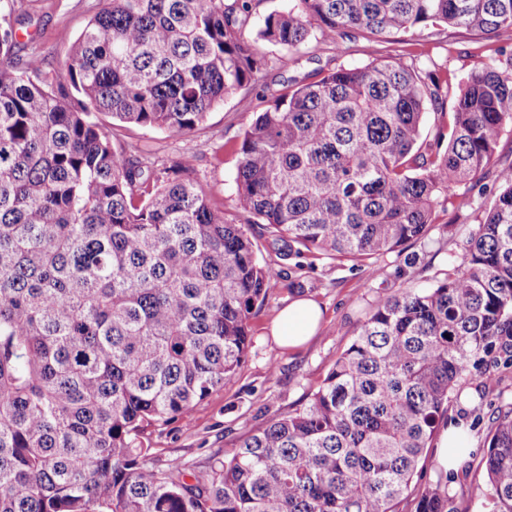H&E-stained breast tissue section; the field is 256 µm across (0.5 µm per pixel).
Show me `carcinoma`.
Wrapping results in <instances>:
<instances>
[{"mask_svg": "<svg viewBox=\"0 0 512 512\" xmlns=\"http://www.w3.org/2000/svg\"><path fill=\"white\" fill-rule=\"evenodd\" d=\"M102 0L61 66L20 56L0 15V512H512V401L474 454L424 484L419 464L484 366L512 367V52L458 82L374 43L462 27L512 39V0ZM372 57L270 93L245 130L228 219L183 157L156 165L115 123L195 134L208 113L314 38ZM438 115L422 136L427 110ZM492 168L490 206L447 277L379 302L308 401L231 458L161 462L151 446L233 380L286 256L361 263L426 238L450 192ZM476 467H474L471 476L466 482L454 485V493L457 499L463 503V506L468 507L469 512H479L482 510L477 487L483 483V473L480 469L476 470Z\"/></svg>", "mask_w": 512, "mask_h": 512, "instance_id": "obj_1", "label": "carcinoma"}]
</instances>
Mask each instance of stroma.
I'll use <instances>...</instances> for the list:
<instances>
[{
  "mask_svg": "<svg viewBox=\"0 0 512 512\" xmlns=\"http://www.w3.org/2000/svg\"><path fill=\"white\" fill-rule=\"evenodd\" d=\"M99 0H0V13L11 14L17 37L25 51L37 52L50 66L66 58ZM363 39L335 46L312 41L299 62L272 45H263L269 65L265 80L272 89L290 85L292 79L340 66L368 63ZM497 45L481 35L447 28L432 35L381 44L384 56L414 61L431 70L446 69L466 77L474 68L496 58ZM257 109L254 90L244 88L225 99L207 116L200 131L177 137L158 129L118 127V141L137 145L155 163L185 156L193 158L195 177L225 214L236 211L235 178L240 160L241 135ZM476 221L467 209L452 203L439 213L426 238L402 252L373 258L364 267L346 259L304 255L280 256L262 226L253 234L260 260L276 267L278 277L269 285L268 298L250 324L251 346L237 376L224 388L198 404L188 417L172 423L153 439L161 459L200 462L214 451L232 453L237 437L270 418L287 413L318 387L336 358L350 344L358 324L375 305L407 288L420 291L445 278ZM405 268L403 279L394 276ZM313 300L322 311L320 327L307 343L289 349L271 334L277 315L297 298ZM512 399V370L500 372V381L481 405L461 401L452 406L451 417L467 429L476 455L488 443L487 419L500 402Z\"/></svg>",
  "mask_w": 512,
  "mask_h": 512,
  "instance_id": "1",
  "label": "stroma"
}]
</instances>
